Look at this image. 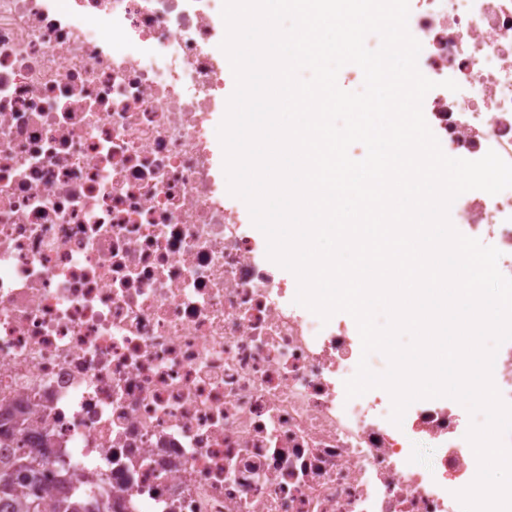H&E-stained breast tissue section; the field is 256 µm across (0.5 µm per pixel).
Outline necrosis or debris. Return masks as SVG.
I'll return each instance as SVG.
<instances>
[{"instance_id": "1", "label": "necrosis or debris", "mask_w": 512, "mask_h": 512, "mask_svg": "<svg viewBox=\"0 0 512 512\" xmlns=\"http://www.w3.org/2000/svg\"><path fill=\"white\" fill-rule=\"evenodd\" d=\"M222 7L0 0V426L103 512H455L469 412L347 398L357 326L296 305L226 189ZM409 7L429 128L512 163V0ZM457 204L512 278V188Z\"/></svg>"}]
</instances>
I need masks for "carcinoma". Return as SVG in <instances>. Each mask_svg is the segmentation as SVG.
Masks as SVG:
<instances>
[{
  "instance_id": "cac0c4a2",
  "label": "carcinoma",
  "mask_w": 512,
  "mask_h": 512,
  "mask_svg": "<svg viewBox=\"0 0 512 512\" xmlns=\"http://www.w3.org/2000/svg\"><path fill=\"white\" fill-rule=\"evenodd\" d=\"M44 470V460L29 451L21 453L12 468L0 469V501L13 502L16 512H44ZM56 512H100V507L91 499L72 501L65 497L58 501Z\"/></svg>"
}]
</instances>
